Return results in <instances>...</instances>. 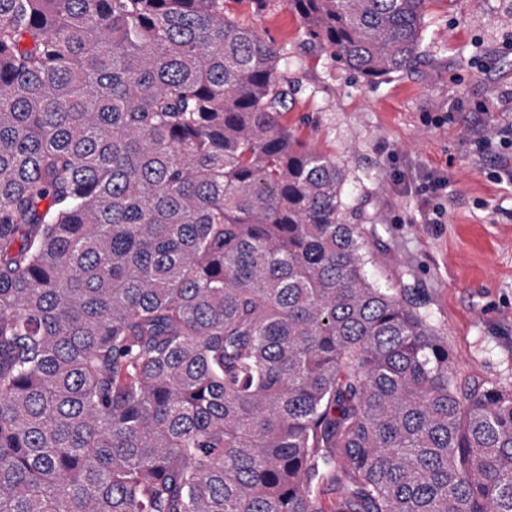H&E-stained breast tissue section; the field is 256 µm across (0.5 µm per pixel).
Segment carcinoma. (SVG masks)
<instances>
[{
	"label": "carcinoma",
	"instance_id": "cac0c4a2",
	"mask_svg": "<svg viewBox=\"0 0 512 512\" xmlns=\"http://www.w3.org/2000/svg\"><path fill=\"white\" fill-rule=\"evenodd\" d=\"M367 80L423 0H287ZM224 0H0V512H512V382L368 272Z\"/></svg>",
	"mask_w": 512,
	"mask_h": 512
}]
</instances>
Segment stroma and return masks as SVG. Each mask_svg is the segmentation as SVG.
<instances>
[{"instance_id":"35a3bbf8","label":"stroma","mask_w":512,"mask_h":512,"mask_svg":"<svg viewBox=\"0 0 512 512\" xmlns=\"http://www.w3.org/2000/svg\"><path fill=\"white\" fill-rule=\"evenodd\" d=\"M224 8L280 49L282 121L345 169V216L372 227L373 277L408 290L459 379L512 380V179L469 139L479 122L512 125V0H424L421 56L376 83L305 43L286 0ZM433 176L448 181L439 224L418 193Z\"/></svg>"}]
</instances>
